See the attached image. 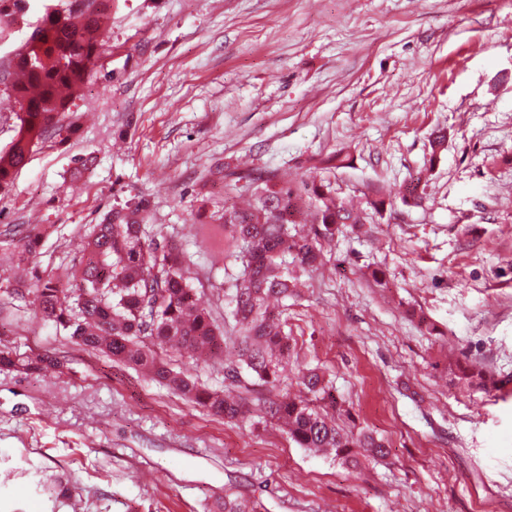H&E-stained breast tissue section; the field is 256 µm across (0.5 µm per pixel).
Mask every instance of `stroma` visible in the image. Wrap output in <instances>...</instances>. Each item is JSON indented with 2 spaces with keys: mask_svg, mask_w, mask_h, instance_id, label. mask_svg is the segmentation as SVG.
I'll list each match as a JSON object with an SVG mask.
<instances>
[{
  "mask_svg": "<svg viewBox=\"0 0 512 512\" xmlns=\"http://www.w3.org/2000/svg\"><path fill=\"white\" fill-rule=\"evenodd\" d=\"M104 39L69 141L0 190V228L37 240L20 279L10 257L25 241L0 236V348L64 364L0 371V512H220L228 496L254 512H512V0H112ZM17 47L0 43V149L15 136ZM334 151L349 159L329 174L339 196L387 205L303 275L288 367L320 368L337 425L382 438L384 461L354 469L298 447L266 413L296 382L243 377L246 417L228 423L70 343L15 292L74 269L90 225L145 199L233 332L231 281L199 246L224 206L216 170L294 185ZM419 173L425 199L404 204ZM235 358L229 344L167 356L216 390ZM465 359L499 387L454 383Z\"/></svg>",
  "mask_w": 512,
  "mask_h": 512,
  "instance_id": "35a3bbf8",
  "label": "stroma"
}]
</instances>
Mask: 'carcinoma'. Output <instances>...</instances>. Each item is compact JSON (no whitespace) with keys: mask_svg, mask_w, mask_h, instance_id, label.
Listing matches in <instances>:
<instances>
[{"mask_svg":"<svg viewBox=\"0 0 512 512\" xmlns=\"http://www.w3.org/2000/svg\"><path fill=\"white\" fill-rule=\"evenodd\" d=\"M23 0H0V41L27 24L19 14ZM91 10L53 9L46 4L37 18L38 44L18 46L12 95L18 104L16 135L0 151V189L9 185L34 148L49 131L58 136L74 132L60 123L71 101L80 96L102 57V23L112 0H92ZM224 194L247 197L245 209L234 206L213 213L214 223L203 228L201 244L211 248L224 238V249L211 255V264L233 263L241 271L233 277L231 317L238 326V363L225 366L224 378L234 384L242 371L272 389L288 378L290 350L281 307L294 297L301 275L322 259V242L336 237L348 225L363 224L367 213L336 196L331 182L302 181L305 195L277 180L274 170L239 171L228 165L219 171ZM424 194L422 177L405 188L403 202L418 205ZM148 202L139 200L112 207L92 227L78 275L66 284L48 274L37 277L27 290L43 320L69 332L73 342L122 363L149 380L205 406L228 420L244 416L242 398L200 386L183 371L173 369L156 350L145 345L149 337L160 348L211 356L224 346V326L196 298L187 276L185 256L146 223ZM298 224H308L302 233ZM19 366L58 372L52 355L24 359L9 348L0 349V367ZM457 383L489 390L495 381L469 362L454 372ZM303 396L269 400L271 418L285 424L301 448H321L346 465L358 466L359 457L387 456L385 444L370 433L346 432L329 418L338 402L316 369L297 373Z\"/></svg>","mask_w":512,"mask_h":512,"instance_id":"1","label":"carcinoma"}]
</instances>
